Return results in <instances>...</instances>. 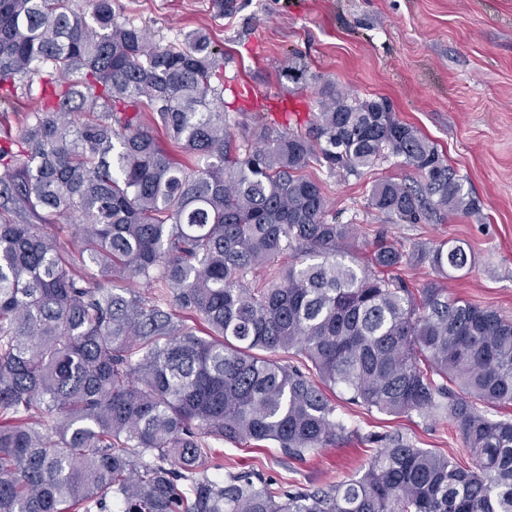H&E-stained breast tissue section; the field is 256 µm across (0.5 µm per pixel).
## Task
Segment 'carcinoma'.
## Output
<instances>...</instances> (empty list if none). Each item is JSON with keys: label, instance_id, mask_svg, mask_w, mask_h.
<instances>
[{"label": "carcinoma", "instance_id": "carcinoma-1", "mask_svg": "<svg viewBox=\"0 0 512 512\" xmlns=\"http://www.w3.org/2000/svg\"><path fill=\"white\" fill-rule=\"evenodd\" d=\"M119 9L0 0V106L37 103L0 135V512H512V419L485 411L512 406V319L448 296L447 270L472 263L461 244L420 254L440 276L423 288L384 235L353 264L352 225L304 174L398 157L420 180L375 184L371 208L468 217L478 200L443 153L388 99L330 84L305 131L239 140L224 50L200 33L162 47ZM325 386L448 416L475 468L397 433L326 488L208 477L211 440L301 461L344 439Z\"/></svg>", "mask_w": 512, "mask_h": 512}]
</instances>
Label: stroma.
Instances as JSON below:
<instances>
[{"instance_id": "1", "label": "stroma", "mask_w": 512, "mask_h": 512, "mask_svg": "<svg viewBox=\"0 0 512 512\" xmlns=\"http://www.w3.org/2000/svg\"><path fill=\"white\" fill-rule=\"evenodd\" d=\"M121 20L153 29L162 45L191 32L207 34L226 56L224 78L252 84L268 96L295 98L291 129L317 111L316 92L330 83L362 98L388 99L397 118L415 126L447 157L480 201L468 218L396 224L368 205L375 183L413 177L399 159L363 175L319 179L337 223L352 225V257L363 262L376 234L386 232L411 255L402 277L421 288L436 280L429 262L414 254L443 240L466 241L474 265L448 279L450 296L512 317V0H236L233 14L216 17L210 0H122ZM306 77L289 80V60ZM336 415L350 431L333 447L304 460L286 459L270 442L215 441L211 452L225 472L254 470L264 478L306 489L358 477L372 453L369 435L401 433L421 448L472 466L459 432L447 417L395 418L351 404L342 388L329 390Z\"/></svg>"}]
</instances>
